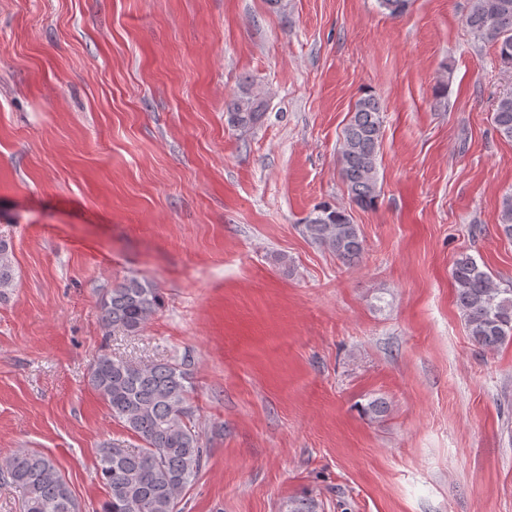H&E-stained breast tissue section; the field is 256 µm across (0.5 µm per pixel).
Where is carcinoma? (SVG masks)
<instances>
[{
  "label": "carcinoma",
  "mask_w": 512,
  "mask_h": 512,
  "mask_svg": "<svg viewBox=\"0 0 512 512\" xmlns=\"http://www.w3.org/2000/svg\"><path fill=\"white\" fill-rule=\"evenodd\" d=\"M391 17L402 16L409 0H377ZM466 24L474 39L497 46L500 63L512 69V0H472ZM265 110L264 92L249 86L226 106L227 124L253 129ZM383 106L367 93L354 104L339 139L337 163L352 203L371 209L379 196L378 153ZM497 132L512 140V91L494 106ZM500 226L512 237V193L502 198ZM304 230L345 264L358 261L364 241L346 211L323 203L306 219ZM456 304L470 340L491 351L512 341V288H502L468 254L452 268ZM12 250L0 237V299L15 284ZM160 304L157 289L136 278L113 288L101 306L107 329L140 332ZM88 381L139 442L135 448L112 445L100 450L98 475L108 498L102 512H176L177 500L203 466L205 448L193 421L187 372L176 363L134 365L102 354L91 364ZM6 474L21 494L23 512H79V504L53 460L19 450L6 462Z\"/></svg>",
  "instance_id": "carcinoma-1"
}]
</instances>
